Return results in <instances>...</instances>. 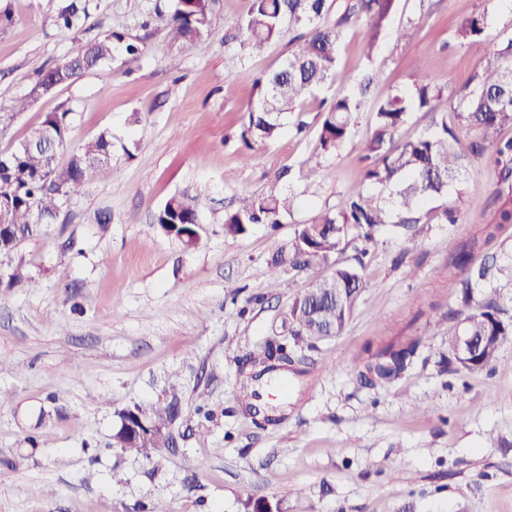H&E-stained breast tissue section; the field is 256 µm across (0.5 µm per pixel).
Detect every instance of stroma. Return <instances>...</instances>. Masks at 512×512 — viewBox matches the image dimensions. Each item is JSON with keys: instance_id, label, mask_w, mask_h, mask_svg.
I'll list each match as a JSON object with an SVG mask.
<instances>
[{"instance_id": "1", "label": "stroma", "mask_w": 512, "mask_h": 512, "mask_svg": "<svg viewBox=\"0 0 512 512\" xmlns=\"http://www.w3.org/2000/svg\"><path fill=\"white\" fill-rule=\"evenodd\" d=\"M0 30V152L53 111L66 109L68 148L99 131L124 142L110 177L64 204L50 232L27 242L35 286L0 288V512H245L263 498L280 512H512V344L478 372L448 364V314L482 304L512 321V226L481 257L490 280L462 290L448 263L489 221L485 167L469 171L468 212L456 224H419L405 252L397 227L351 240L333 264L287 270L268 262L297 224L335 210L356 188L360 145L372 123L358 113L342 148L321 167L323 99L350 91L366 63L365 29L345 33L336 78L284 120L278 137L246 149L241 116L255 78L288 53L280 40L251 56L232 36L248 0H222L209 36L185 49L152 18L168 0H94L81 29L57 28L60 0H10ZM487 12L483 40L447 48L455 25ZM409 28L407 40L395 33ZM137 44L99 70L35 99L41 69L110 32ZM512 35V0H399L374 54L382 78L368 100L405 88L416 64L448 90L469 80ZM236 63H229V56ZM209 198L197 247L159 233L154 214L176 192ZM294 196L278 227L224 232L236 196ZM109 223H98L100 213ZM360 272L366 288L336 336L299 344L305 372L277 423L245 415L254 388L238 362L278 329L291 300L334 264ZM422 337L407 372L360 383L366 344ZM176 387L184 438L155 461L114 446L118 411ZM211 417L197 415L198 405Z\"/></svg>"}]
</instances>
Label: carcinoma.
Returning a JSON list of instances; mask_svg holds the SVG:
<instances>
[{
    "label": "carcinoma",
    "instance_id": "obj_1",
    "mask_svg": "<svg viewBox=\"0 0 512 512\" xmlns=\"http://www.w3.org/2000/svg\"><path fill=\"white\" fill-rule=\"evenodd\" d=\"M92 0H63L55 18L56 25L78 30L89 17ZM327 0H249L242 26L243 48L260 53L280 40L288 30L296 31L289 40L288 55L277 68L255 79L242 123L241 138L247 148L275 139L281 120L302 111L305 100L319 87L333 81L345 30L353 25L365 28L364 57L373 61L374 50L394 13L397 0H340L336 16L330 17ZM220 0H173L171 10L155 8L156 18L169 30L172 39L190 48L205 39L211 29ZM486 13H475L458 23L448 47L463 46L485 35ZM137 58L139 48L123 44V35L112 32L84 46L76 54L39 72L30 94L47 91L77 79L84 72L102 66L116 53ZM497 62L474 73L468 83L456 89L454 101L437 85L424 68L418 67L411 85L371 103L365 100L366 87L373 80L367 74L356 89L321 102L319 130L321 153L338 151L350 135L354 114L368 110L373 125L360 146L367 162L361 187L351 192L336 211H322L297 225L288 249L278 253L269 264L270 279L276 280L283 266L304 269L326 264L341 251L347 238H372L383 224L403 229L405 247L414 242L416 224H456L467 212L470 190L463 178L469 168L488 165L494 180L485 185L492 204L493 219L485 224L481 236L467 242L448 264V279L471 287L484 280L489 266L479 260L482 248L494 240L504 225H512V38L496 51ZM454 121L448 122V111ZM414 112L433 116L436 132L396 142L402 126ZM70 110L49 113L42 124L7 152H0V183L11 187L0 197V265L13 267L14 274L0 287L13 288L31 278L24 265L15 262L21 246L45 234L48 225L36 223L44 214H58L62 197L85 185L107 178L112 173V132L105 129L72 150L64 161H54L53 151L66 147L70 128ZM465 131L461 144L459 131ZM393 190L391 205L370 193L372 189ZM446 196L448 203L429 207L433 199ZM203 201L188 190L171 196L154 216L153 224L162 233L172 230L190 236L197 227ZM293 207L288 194L262 199L243 195L234 209L224 213V232L243 235L253 224L282 223ZM364 290L359 272L338 265L301 295L294 298L284 316L281 331L273 334L264 347L247 357L240 372L254 379L270 372L301 375L298 365L304 357L288 349V338L318 341L338 334L353 314ZM456 325L448 329V361L467 372L483 370L498 358L501 348L512 343V323L503 322L488 299L471 312L454 314ZM466 322L468 335L483 340L478 361L470 366L459 362L453 350L458 324ZM422 339L410 337L376 349L369 357L359 379L366 385L388 382L400 376L411 363ZM121 417L140 418L154 426L148 436L121 438L122 450L147 459L156 448L176 444L181 417L176 391L163 394L155 403L135 404L118 412Z\"/></svg>",
    "mask_w": 512,
    "mask_h": 512
}]
</instances>
